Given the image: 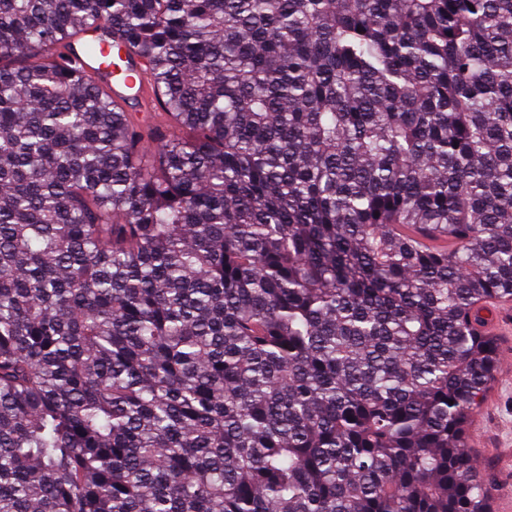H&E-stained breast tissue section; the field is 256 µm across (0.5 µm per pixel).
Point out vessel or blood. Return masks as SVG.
I'll return each instance as SVG.
<instances>
[{"label":"vessel or blood","instance_id":"obj_1","mask_svg":"<svg viewBox=\"0 0 512 512\" xmlns=\"http://www.w3.org/2000/svg\"><path fill=\"white\" fill-rule=\"evenodd\" d=\"M63 52L77 72L95 80L112 100L122 105L132 120L144 123L158 118L162 107L145 60L126 57L120 64H111L107 38L101 32L88 41L68 42Z\"/></svg>","mask_w":512,"mask_h":512}]
</instances>
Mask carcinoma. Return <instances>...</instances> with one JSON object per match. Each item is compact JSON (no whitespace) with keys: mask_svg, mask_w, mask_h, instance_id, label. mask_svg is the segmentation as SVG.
<instances>
[{"mask_svg":"<svg viewBox=\"0 0 512 512\" xmlns=\"http://www.w3.org/2000/svg\"><path fill=\"white\" fill-rule=\"evenodd\" d=\"M495 299L512 0H0V512H492ZM109 40L99 31L88 40H72L62 51L75 70L88 75L112 98L123 106L124 112L138 123L158 119L161 107L156 86L151 79L150 65L137 57L120 53L122 62L112 65L107 58ZM89 43L101 45L99 53L92 52Z\"/></svg>","mask_w":512,"mask_h":512,"instance_id":"obj_1","label":"carcinoma"}]
</instances>
